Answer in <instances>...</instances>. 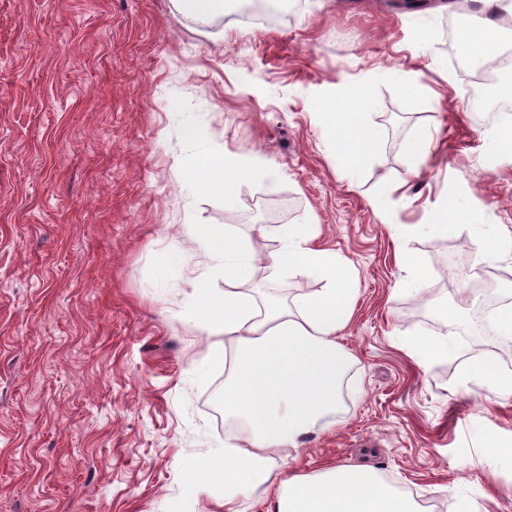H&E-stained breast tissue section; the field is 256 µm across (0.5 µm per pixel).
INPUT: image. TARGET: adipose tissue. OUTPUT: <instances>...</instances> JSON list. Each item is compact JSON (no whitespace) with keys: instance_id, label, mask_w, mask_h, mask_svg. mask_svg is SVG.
Instances as JSON below:
<instances>
[{"instance_id":"adipose-tissue-1","label":"adipose tissue","mask_w":512,"mask_h":512,"mask_svg":"<svg viewBox=\"0 0 512 512\" xmlns=\"http://www.w3.org/2000/svg\"><path fill=\"white\" fill-rule=\"evenodd\" d=\"M488 17L477 30L463 29L458 43L477 55L498 35L497 11L512 14V0H482ZM343 111L324 112L323 124L337 136L338 147L349 167L359 166L366 142L374 135L364 123L371 104L368 87L347 89ZM245 175L223 155L197 156L187 171L196 190L218 194L231 201L239 193ZM267 232L282 247L269 254L273 273L315 277L324 287L297 310L279 305L254 311L241 291L251 276L254 258L234 236L214 225L194 224L190 236L197 246L186 285L190 302L185 321L207 328L215 338L208 361H224V340L235 344L230 386L224 393L226 413L244 420V441L226 444L206 468L210 478L223 479L231 490H254L269 480V464L278 451L295 452L299 440L340 404V389L348 356L337 341L353 312L358 288L353 273L334 252L315 246L311 225H269ZM223 281V293L213 282ZM463 382L485 386L505 402L512 400V371L484 356L464 361ZM279 512H416L410 498L388 486L365 465H341L317 477L291 476L279 484Z\"/></svg>"}]
</instances>
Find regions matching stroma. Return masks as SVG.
I'll return each instance as SVG.
<instances>
[{"label": "stroma", "mask_w": 512, "mask_h": 512, "mask_svg": "<svg viewBox=\"0 0 512 512\" xmlns=\"http://www.w3.org/2000/svg\"><path fill=\"white\" fill-rule=\"evenodd\" d=\"M434 2L304 0L268 27L232 19L239 0L209 21L178 0H0V512H274L284 477L361 463L435 512H512V462L481 448L488 433L512 443V402L459 384L465 352L425 366L405 346L439 336L448 305L450 334L467 330L485 301L469 268L512 292V251L487 244L512 233V160L490 148L512 114L467 103ZM363 83L376 136L351 175L317 105ZM189 117L210 131L192 148ZM220 149L273 173L245 176L231 206L196 192L185 170ZM452 198L468 229L425 232ZM269 223L312 225L355 273L350 361L327 426L274 458L266 489L231 494L191 479L245 427L219 417L227 368L180 319L188 272L170 256L192 255V224L263 256L281 246ZM255 269L256 307L324 286Z\"/></svg>", "instance_id": "35a3bbf8"}]
</instances>
